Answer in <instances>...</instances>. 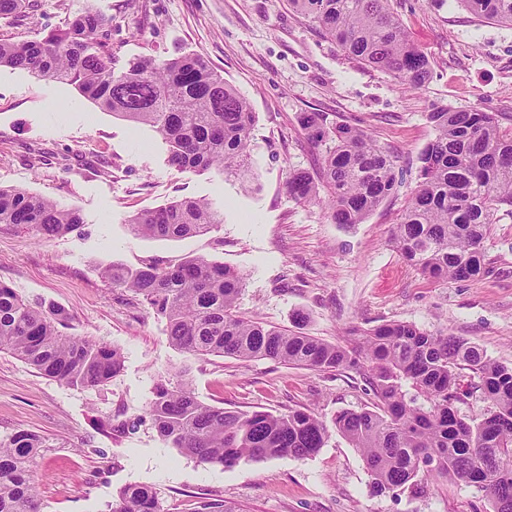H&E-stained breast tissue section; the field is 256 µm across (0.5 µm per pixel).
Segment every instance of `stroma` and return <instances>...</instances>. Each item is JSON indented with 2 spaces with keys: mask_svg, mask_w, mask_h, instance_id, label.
Instances as JSON below:
<instances>
[{
  "mask_svg": "<svg viewBox=\"0 0 512 512\" xmlns=\"http://www.w3.org/2000/svg\"><path fill=\"white\" fill-rule=\"evenodd\" d=\"M0 21V38L34 39L93 9L112 20V67L133 59L203 56L250 103L251 179L180 169L152 127L98 108L72 86L0 68V186L79 210L83 227L43 238L0 224V282L57 305L71 333L120 348L111 382L76 388L0 352V437L27 429L49 440L35 481L43 512H105L123 487H152L163 512H491L483 493L435 475L419 489L372 495L359 451L337 432L306 458L212 466L184 457L158 436L147 413L159 380L186 372L198 396L229 411L307 409L325 422L374 397L364 371H323L227 356L195 359L172 346L165 324L133 292L102 272L122 264H174L203 256L244 277L240 313L281 329L308 316L305 332L350 342L351 329L402 321L478 344L512 367V214L484 243L487 273L432 282L390 242L417 185V157L432 137L433 108H482L512 132V26L474 18L458 0H391L432 63L423 89L347 57L286 0H33ZM357 124L397 160L394 193L354 226L332 224L285 189L289 171L317 173L323 150L299 117ZM182 198L205 199L224 222L178 240L138 237L130 216ZM135 420L105 434L97 420Z\"/></svg>",
  "mask_w": 512,
  "mask_h": 512,
  "instance_id": "stroma-1",
  "label": "stroma"
}]
</instances>
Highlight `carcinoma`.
<instances>
[{
  "mask_svg": "<svg viewBox=\"0 0 512 512\" xmlns=\"http://www.w3.org/2000/svg\"><path fill=\"white\" fill-rule=\"evenodd\" d=\"M350 57L414 89L431 74L428 55L414 42L389 0H287ZM489 23L512 25V0H457ZM26 0H0V20L23 11ZM112 19L87 10L66 28L25 41L0 39V68L28 70L75 87L100 109L152 126L183 169L249 171L248 147L256 117L250 103L203 57H140L112 69ZM433 138L418 156V185L393 225L391 243L431 281L473 279L486 272L483 240L499 213L512 214V132L495 114L440 107L427 113ZM300 125L324 148L319 178L288 173L286 189L299 204H317L332 224H362L394 190L393 158L361 128L327 125L305 112ZM135 234L158 239L204 235L224 213L204 199H182L130 217ZM0 224L22 225L43 236L83 224L75 209L19 188L0 187ZM113 286L137 294L165 322L170 343L202 359L225 355L340 371L364 367L373 408L346 410L335 430L361 453L376 494L412 487L423 475L455 479L484 493L491 512H512V368L489 359L474 342L433 335L406 322L357 330L358 346L329 343L296 329L280 330L239 314L243 276L203 257L103 271ZM58 306L33 305L0 282V352L72 387L106 384L124 369L121 351L65 332ZM470 371L487 401L478 421L457 411L459 371ZM159 437L200 463L232 467L243 459L305 458L324 446L329 428L306 409L286 414L226 411L201 400L192 384L161 381L148 409ZM44 437L19 429L0 438V512H41L33 469ZM108 512H161L157 493L124 487Z\"/></svg>",
  "mask_w": 512,
  "mask_h": 512,
  "instance_id": "1",
  "label": "carcinoma"
}]
</instances>
